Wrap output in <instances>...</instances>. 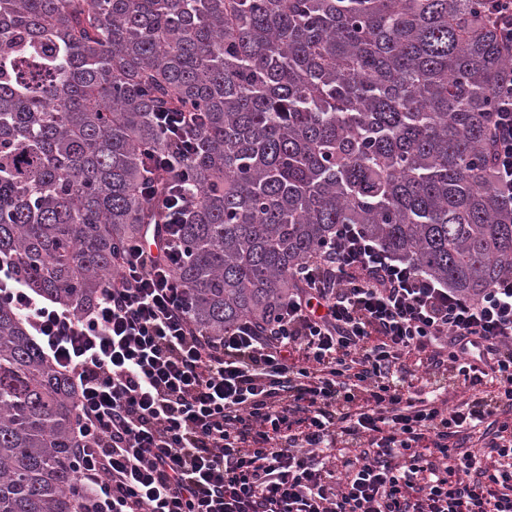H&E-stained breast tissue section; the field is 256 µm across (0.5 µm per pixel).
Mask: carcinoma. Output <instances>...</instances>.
Returning a JSON list of instances; mask_svg holds the SVG:
<instances>
[{
	"instance_id": "carcinoma-1",
	"label": "carcinoma",
	"mask_w": 512,
	"mask_h": 512,
	"mask_svg": "<svg viewBox=\"0 0 512 512\" xmlns=\"http://www.w3.org/2000/svg\"><path fill=\"white\" fill-rule=\"evenodd\" d=\"M480 0H0V254L80 312L164 229L154 112H198L177 275L211 336L269 320L338 224L466 296L512 274ZM75 386L0 304V512H81Z\"/></svg>"
}]
</instances>
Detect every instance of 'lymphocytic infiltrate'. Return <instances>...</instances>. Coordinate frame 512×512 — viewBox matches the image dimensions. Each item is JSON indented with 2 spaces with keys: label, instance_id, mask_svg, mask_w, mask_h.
Listing matches in <instances>:
<instances>
[{
  "label": "lymphocytic infiltrate",
  "instance_id": "1",
  "mask_svg": "<svg viewBox=\"0 0 512 512\" xmlns=\"http://www.w3.org/2000/svg\"><path fill=\"white\" fill-rule=\"evenodd\" d=\"M154 118L174 146L142 184L149 196L157 172L170 177L161 244L130 245L78 314L0 257V302L78 388L85 512H512V275L466 297L340 224L273 320L204 335L176 275L192 199L173 160L203 117ZM490 128L495 188L512 200V79ZM415 352L429 388L414 383ZM449 375L497 388L452 406Z\"/></svg>",
  "mask_w": 512,
  "mask_h": 512
}]
</instances>
